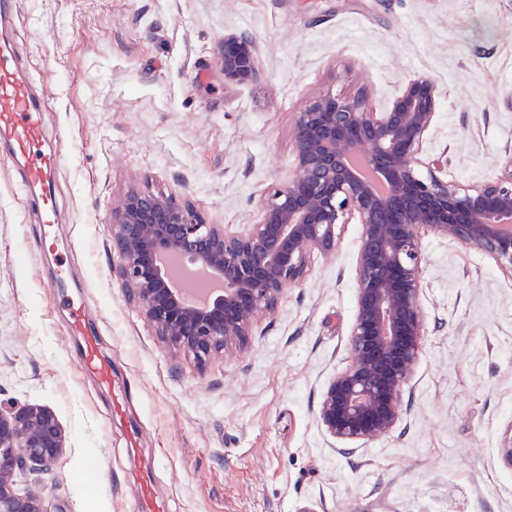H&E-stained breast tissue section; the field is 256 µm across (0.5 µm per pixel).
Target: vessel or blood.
<instances>
[{
  "label": "vessel or blood",
  "instance_id": "b4317fda",
  "mask_svg": "<svg viewBox=\"0 0 512 512\" xmlns=\"http://www.w3.org/2000/svg\"><path fill=\"white\" fill-rule=\"evenodd\" d=\"M15 0H0V134L20 169L22 192L43 223L56 221L53 183L62 164L59 151L46 148L41 121V103L34 85L20 67L19 52L12 38ZM67 333L81 339L77 361L103 388L112 385V364L99 349L89 329L84 306L70 307Z\"/></svg>",
  "mask_w": 512,
  "mask_h": 512
}]
</instances>
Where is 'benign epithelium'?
<instances>
[{"mask_svg":"<svg viewBox=\"0 0 512 512\" xmlns=\"http://www.w3.org/2000/svg\"><path fill=\"white\" fill-rule=\"evenodd\" d=\"M224 84L259 76V49L247 32L224 34ZM438 107L429 76L407 80L384 112L362 93L312 97L293 120L295 169L262 198L259 219L242 231L208 224L172 193L131 189L112 211V274L175 352L203 362L247 346L251 328L283 291L301 285L311 256L336 252L356 221L351 361L328 381L317 416L350 454L392 435L421 354L420 231L454 240L512 270V156L505 176L474 188L440 179L423 161ZM204 271L217 288L201 306L176 287L175 270ZM64 448L51 411H0V512H50L45 486L20 492V474L51 471Z\"/></svg>","mask_w":512,"mask_h":512,"instance_id":"7a95c632","label":"benign epithelium"}]
</instances>
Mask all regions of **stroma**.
Returning <instances> with one entry per match:
<instances>
[{
    "label": "stroma",
    "instance_id": "1",
    "mask_svg": "<svg viewBox=\"0 0 512 512\" xmlns=\"http://www.w3.org/2000/svg\"><path fill=\"white\" fill-rule=\"evenodd\" d=\"M245 30L260 77L228 86L219 48ZM14 38L64 160L59 237L19 189L0 143V409L45 407L65 448L50 512H512V273L421 233L425 332L398 430L339 452L317 419L349 362L360 227L315 257L249 346L174 358L112 277V210L130 188L191 200L207 223H256L294 171L293 118L318 94L366 90L384 111L435 80L422 157L477 186L512 155V0H18ZM83 303L112 386L75 360ZM122 419L109 421L113 395Z\"/></svg>",
    "mask_w": 512,
    "mask_h": 512
}]
</instances>
